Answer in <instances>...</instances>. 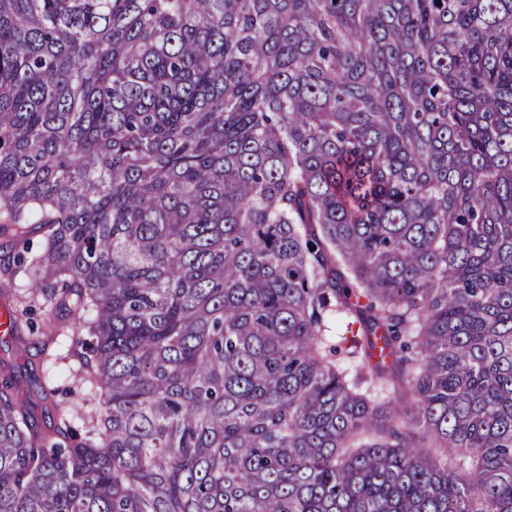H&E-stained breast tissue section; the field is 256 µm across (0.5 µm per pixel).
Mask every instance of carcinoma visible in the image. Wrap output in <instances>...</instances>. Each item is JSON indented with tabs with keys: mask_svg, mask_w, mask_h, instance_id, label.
<instances>
[{
	"mask_svg": "<svg viewBox=\"0 0 512 512\" xmlns=\"http://www.w3.org/2000/svg\"><path fill=\"white\" fill-rule=\"evenodd\" d=\"M34 232L0 512H512V0H0ZM9 319L7 312L0 314V358L10 359L14 365L15 376L23 386H35L39 382L49 381L51 387L60 389L72 385L74 379L71 371L74 365L73 358L66 361L55 362L57 353L74 348L76 342L82 338L69 330L66 336L58 339V344L46 352H42L40 337L36 334L32 337V343L23 352H17L10 342V338L1 336L9 335ZM47 355H52L48 357Z\"/></svg>",
	"mask_w": 512,
	"mask_h": 512,
	"instance_id": "carcinoma-1",
	"label": "carcinoma"
}]
</instances>
